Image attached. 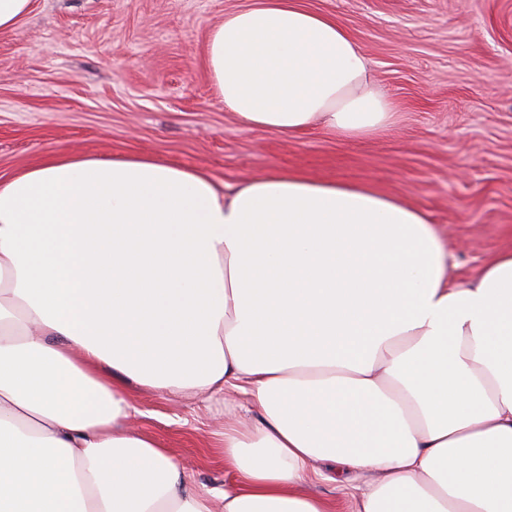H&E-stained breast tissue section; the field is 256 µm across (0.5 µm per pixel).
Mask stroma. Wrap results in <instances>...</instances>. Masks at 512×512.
<instances>
[{"instance_id": "obj_1", "label": "stroma", "mask_w": 512, "mask_h": 512, "mask_svg": "<svg viewBox=\"0 0 512 512\" xmlns=\"http://www.w3.org/2000/svg\"><path fill=\"white\" fill-rule=\"evenodd\" d=\"M252 0H32L0 32V175L79 151L148 155L233 188L271 171L369 182L436 224L464 281L512 248V0H304L364 48L397 106L391 131L345 140L240 124L205 44ZM139 432L223 486L228 399L129 386Z\"/></svg>"}]
</instances>
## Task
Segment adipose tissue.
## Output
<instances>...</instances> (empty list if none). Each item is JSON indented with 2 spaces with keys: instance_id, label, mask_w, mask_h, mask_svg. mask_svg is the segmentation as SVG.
<instances>
[{
  "instance_id": "ef3b65f1",
  "label": "adipose tissue",
  "mask_w": 512,
  "mask_h": 512,
  "mask_svg": "<svg viewBox=\"0 0 512 512\" xmlns=\"http://www.w3.org/2000/svg\"><path fill=\"white\" fill-rule=\"evenodd\" d=\"M206 61L243 125L378 137L365 50L302 0L225 15ZM427 213L272 172L222 190L69 152L0 179V512H512V250L468 281ZM231 394L223 488L133 427L129 383ZM303 491L314 494L336 503L335 512H347L348 502L342 488L336 483L323 482L312 479L303 487Z\"/></svg>"
}]
</instances>
